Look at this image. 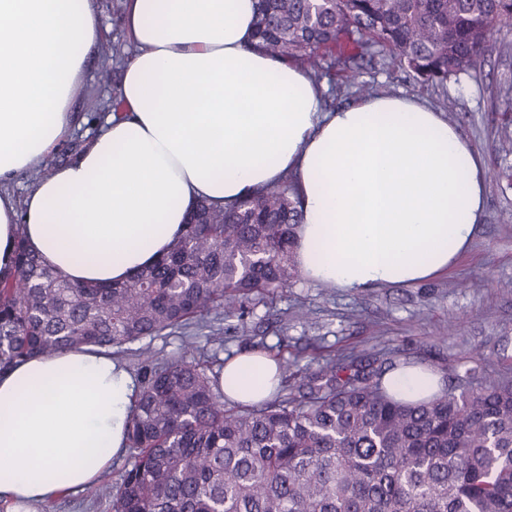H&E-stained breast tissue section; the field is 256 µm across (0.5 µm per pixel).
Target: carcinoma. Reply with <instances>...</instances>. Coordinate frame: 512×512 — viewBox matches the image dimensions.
Returning <instances> with one entry per match:
<instances>
[{
    "instance_id": "obj_1",
    "label": "carcinoma",
    "mask_w": 512,
    "mask_h": 512,
    "mask_svg": "<svg viewBox=\"0 0 512 512\" xmlns=\"http://www.w3.org/2000/svg\"><path fill=\"white\" fill-rule=\"evenodd\" d=\"M512 0H258L257 46L300 61L318 84L388 52L414 79L473 69ZM304 219L285 178L229 208L198 204L155 265L106 287L68 282L18 238L0 280V374L95 345L130 353L140 384L122 478L94 496L111 512H512V380L478 366L418 403L383 373L328 360L278 362L254 405L224 398V318L297 276ZM181 332L176 355L129 345Z\"/></svg>"
}]
</instances>
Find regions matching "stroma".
Returning <instances> with one entry per match:
<instances>
[{"label": "stroma", "mask_w": 512, "mask_h": 512, "mask_svg": "<svg viewBox=\"0 0 512 512\" xmlns=\"http://www.w3.org/2000/svg\"><path fill=\"white\" fill-rule=\"evenodd\" d=\"M103 37L92 51L72 103L75 127L51 164H63L76 145L101 131L114 112L122 67L133 46L123 22L124 0H95ZM512 81V23L501 24L476 66L447 83L421 82L384 59L321 84L328 106L362 92L385 91L428 103L482 155L488 172L485 214L470 251L450 272L414 286L363 292L327 288L306 278L254 296L244 317L224 322V352L263 346L299 365L368 355L378 363L419 359L440 373L480 365L485 375L512 377V187L499 171L512 166L501 149L505 100Z\"/></svg>", "instance_id": "1"}]
</instances>
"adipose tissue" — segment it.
<instances>
[{
	"instance_id": "1",
	"label": "adipose tissue",
	"mask_w": 512,
	"mask_h": 512,
	"mask_svg": "<svg viewBox=\"0 0 512 512\" xmlns=\"http://www.w3.org/2000/svg\"><path fill=\"white\" fill-rule=\"evenodd\" d=\"M258 0H126L134 50L121 114L62 166L75 97L101 38L92 0H0V184L32 170L23 199L0 192V278L18 241L63 278L108 285L151 266L200 201L226 207L293 176L305 220L295 255L309 280L361 292L448 272L484 217L487 169L441 112L377 94L325 111L297 62L251 46ZM383 382L416 402L440 377L406 365ZM278 365L228 360L234 402L266 399ZM139 396L107 351L81 348L0 375V500L37 512L94 484L122 456Z\"/></svg>"
}]
</instances>
